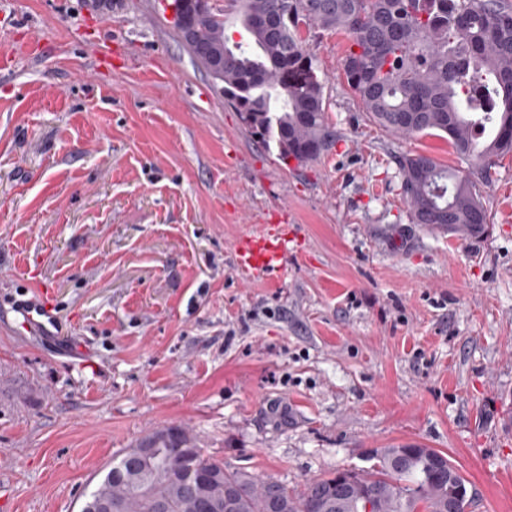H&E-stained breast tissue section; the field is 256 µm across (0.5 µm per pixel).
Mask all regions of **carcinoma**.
<instances>
[{"instance_id":"cac0c4a2","label":"carcinoma","mask_w":512,"mask_h":512,"mask_svg":"<svg viewBox=\"0 0 512 512\" xmlns=\"http://www.w3.org/2000/svg\"><path fill=\"white\" fill-rule=\"evenodd\" d=\"M249 39L229 44L224 14L173 0L190 19L176 33L206 72L224 57V95L261 138L300 163L329 150L322 82L300 24L348 33L340 66L370 120L395 136H448L478 170L452 173L426 154L397 162L416 223L471 231L487 211L474 178L512 153V0H236ZM489 123L491 140L473 129ZM150 448L143 456L140 449ZM370 465L337 471L294 494L207 457L185 426L157 430L112 460L90 497L112 512H465V480L433 448H376Z\"/></svg>"}]
</instances>
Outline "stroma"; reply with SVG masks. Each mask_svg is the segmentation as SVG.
I'll list each match as a JSON object with an SVG mask.
<instances>
[{"label":"stroma","instance_id":"obj_1","mask_svg":"<svg viewBox=\"0 0 512 512\" xmlns=\"http://www.w3.org/2000/svg\"><path fill=\"white\" fill-rule=\"evenodd\" d=\"M170 3L0 0V55L32 46L0 67V512H81L172 425L296 493L433 448L466 512H512V154L479 187L483 235L416 223L398 156L476 163L370 121L344 31L301 29L335 137L301 164L251 134ZM267 224L296 238L277 284L234 264ZM45 290L75 359L12 310Z\"/></svg>","mask_w":512,"mask_h":512}]
</instances>
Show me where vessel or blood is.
Instances as JSON below:
<instances>
[{
  "mask_svg": "<svg viewBox=\"0 0 512 512\" xmlns=\"http://www.w3.org/2000/svg\"><path fill=\"white\" fill-rule=\"evenodd\" d=\"M290 240L288 229L271 224L259 234L239 239L234 245V261L243 273L269 281H280L288 257ZM18 311L27 331L52 344H60L57 316L54 310L40 301H25Z\"/></svg>",
  "mask_w": 512,
  "mask_h": 512,
  "instance_id": "vessel-or-blood-1",
  "label": "vessel or blood"
}]
</instances>
